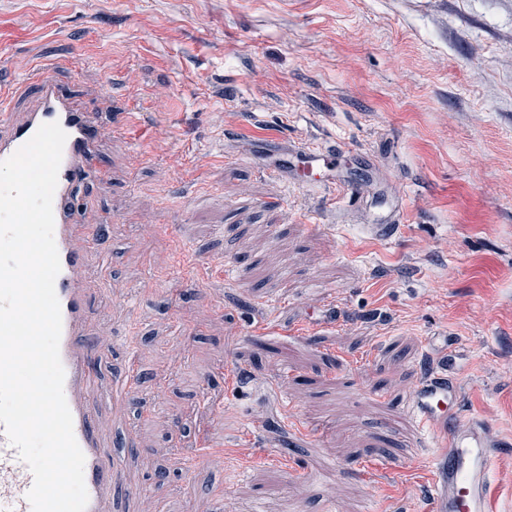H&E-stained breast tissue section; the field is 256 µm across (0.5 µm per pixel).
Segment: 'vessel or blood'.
<instances>
[{
    "label": "vessel or blood",
    "mask_w": 512,
    "mask_h": 512,
    "mask_svg": "<svg viewBox=\"0 0 512 512\" xmlns=\"http://www.w3.org/2000/svg\"><path fill=\"white\" fill-rule=\"evenodd\" d=\"M31 82L37 88L36 103L22 116H15L9 99H0V161L13 155L42 124L59 123L67 135L53 200L54 237L61 263L55 290L62 315L64 393L73 416L74 435L85 456L86 512H111L121 469L116 459L104 452L105 439L88 402L94 375L92 344L86 338L92 312L86 299L84 271L95 252L97 232L78 224L74 204L76 185L97 171L94 146L101 130L86 105L61 93L42 73H35ZM268 154L265 171L310 188L335 181L346 158L339 147L275 145ZM400 215V207L391 206L369 225L370 234L381 242H392L401 232ZM406 409L415 429L434 431L439 440L432 459L436 472L432 512H494L490 461L495 444L484 424L457 426L459 391L455 379L444 371L422 379L409 396ZM32 484L28 466L0 423V512H32L27 499Z\"/></svg>",
    "instance_id": "1"
}]
</instances>
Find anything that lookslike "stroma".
<instances>
[{"instance_id":"stroma-1","label":"stroma","mask_w":512,"mask_h":512,"mask_svg":"<svg viewBox=\"0 0 512 512\" xmlns=\"http://www.w3.org/2000/svg\"><path fill=\"white\" fill-rule=\"evenodd\" d=\"M37 71L101 127L76 204L126 512H430L405 400L442 360L512 512V0H0V96ZM280 139L362 197L262 172ZM401 209L398 205H392L388 211L378 216L374 224H366L370 234L377 240L384 243H391L399 237L401 232L400 222Z\"/></svg>"}]
</instances>
